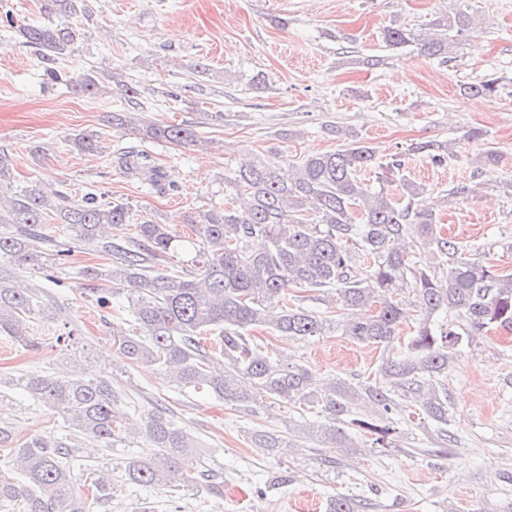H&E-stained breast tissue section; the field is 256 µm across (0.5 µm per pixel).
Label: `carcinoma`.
Returning <instances> with one entry per match:
<instances>
[{
	"mask_svg": "<svg viewBox=\"0 0 512 512\" xmlns=\"http://www.w3.org/2000/svg\"><path fill=\"white\" fill-rule=\"evenodd\" d=\"M51 23L19 26L26 43L48 60L71 52L76 31L67 19L85 9L84 0H41ZM472 24L460 9L436 17L429 32L415 34L396 25L384 29L387 46L417 43L429 57L445 58L449 48ZM69 88L87 96L99 93V76L88 72L68 78ZM472 95L492 97L497 82L487 79L466 87ZM144 134L176 144L195 142L190 125L141 121ZM343 148L278 163L259 157L228 179L238 204L203 216L194 236L181 239L168 225L145 220L130 238L103 241L104 224L130 222V206L104 202L87 193L75 203L60 191L47 194L30 181L0 192V254L21 263H60L68 250L42 232L55 219L70 227L74 240L107 260L104 268H87L100 306L125 294L134 324L112 322V345L134 365L155 367L182 388L211 393L240 409L256 412L273 404L317 409L318 424L288 425L285 432L258 430L254 447L287 448L295 437L330 442L342 454L358 447L353 435L369 434L389 447L400 436L403 413L429 434L433 448L448 449V371L457 352L493 328L512 330V272L466 256L459 243L438 227V205L428 189L399 176L400 156L376 163L372 148L358 135L337 129ZM72 144L81 153L102 151L94 135L77 134ZM411 151L436 165L449 147L419 143ZM118 166L130 177L163 189L160 169L133 148L117 154ZM380 169L378 185L361 177ZM192 254L191 265L167 270L172 253ZM410 287L413 302L393 300L394 290ZM319 292L321 301L340 310L378 306L362 321L336 323L302 303H290L288 291ZM43 290L20 288L0 276V330L26 347L35 346L26 325ZM418 308L413 334L400 336L408 310ZM267 326L299 339L324 336L336 327L359 343L382 348L378 378L350 383L320 379L305 366L274 360L250 336ZM218 329V348L202 344ZM17 384L33 400L59 413L63 433L37 434L16 443L10 427L0 423V449L7 451L9 475L0 474V500L18 502L23 512H95L112 503V470L82 467L85 489L76 488L73 465L85 461L82 447L100 451L123 444L118 419L122 393L113 377L45 372L26 373ZM145 436L158 456L125 463L129 484L143 490L167 486L176 493L204 491L224 496V470L206 464L198 441L160 413L148 415Z\"/></svg>",
	"mask_w": 512,
	"mask_h": 512,
	"instance_id": "1",
	"label": "carcinoma"
}]
</instances>
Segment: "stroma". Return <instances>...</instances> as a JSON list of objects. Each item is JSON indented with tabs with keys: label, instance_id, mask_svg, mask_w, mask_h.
Segmentation results:
<instances>
[{
	"label": "stroma",
	"instance_id": "1",
	"mask_svg": "<svg viewBox=\"0 0 512 512\" xmlns=\"http://www.w3.org/2000/svg\"><path fill=\"white\" fill-rule=\"evenodd\" d=\"M469 2L480 23L466 30L447 61L425 56L418 46L388 47L381 37L390 25L425 32L435 16ZM74 16L79 36L70 53L49 61L17 35L20 25H40V0H0V148L7 151L18 181L34 179L63 190L72 200L88 191L128 202L133 221L105 227L104 238L131 237L150 218L191 235L213 209L229 205L227 182L255 156L297 161L340 147L329 131L358 133L385 163L406 158L405 173L425 184L432 199L479 180L481 196L442 208L444 234L455 237L467 256L512 271V0H87ZM380 57L369 67L365 57ZM108 70L136 86L138 98L106 89L96 97L50 85L47 73L76 77ZM494 79L495 96L466 94L468 84ZM143 107L165 124L193 125L196 141L174 145L114 125L115 115ZM223 120H213V113ZM483 132L469 139L470 130ZM93 133L103 149L78 153L74 135ZM421 142L450 143L443 165L412 153ZM145 150L160 167L171 192L127 178L115 156L127 147ZM500 155L497 165L475 174L470 163L485 147ZM94 252L75 250L68 264L45 271L0 257V270L45 288L56 313L33 314L28 333L37 349L0 333V422L17 441L50 430L57 416L36 406L17 386L29 371L65 377L121 368L118 385L133 396L124 426L142 427L148 413L162 411L178 427L206 443L224 470V495L183 496L169 508L168 488L131 492L119 464L154 453L146 438L134 449L116 448L112 478L119 488L111 512H138L152 502L156 512H300L307 502L327 512L331 498L353 499L359 512H512V333L489 330L476 347L461 351L448 373V429L444 455L410 421H402L397 446L377 448L358 440L352 457L331 444L283 448L269 455L254 448L253 430H286L298 414L280 404L249 415L206 393L174 387L160 371L128 366L111 332L126 302L99 307L77 274L101 267ZM71 329L77 343L55 338ZM267 351L305 365L316 376L373 381L382 351L340 333L291 339L257 327Z\"/></svg>",
	"mask_w": 512,
	"mask_h": 512
}]
</instances>
